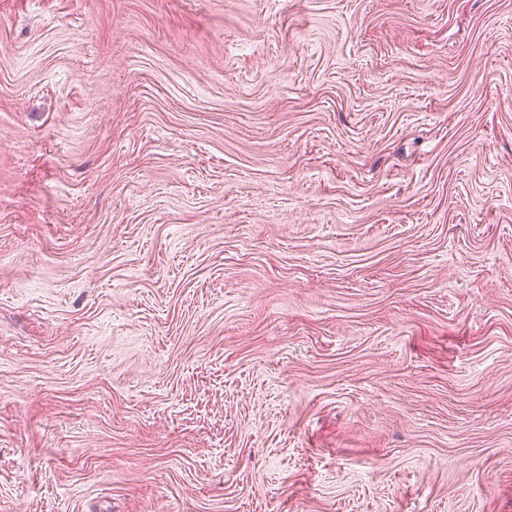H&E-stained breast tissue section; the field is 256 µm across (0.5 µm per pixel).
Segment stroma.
I'll use <instances>...</instances> for the list:
<instances>
[{
    "instance_id": "35a3bbf8",
    "label": "stroma",
    "mask_w": 512,
    "mask_h": 512,
    "mask_svg": "<svg viewBox=\"0 0 512 512\" xmlns=\"http://www.w3.org/2000/svg\"><path fill=\"white\" fill-rule=\"evenodd\" d=\"M0 512H512V0H0Z\"/></svg>"
}]
</instances>
